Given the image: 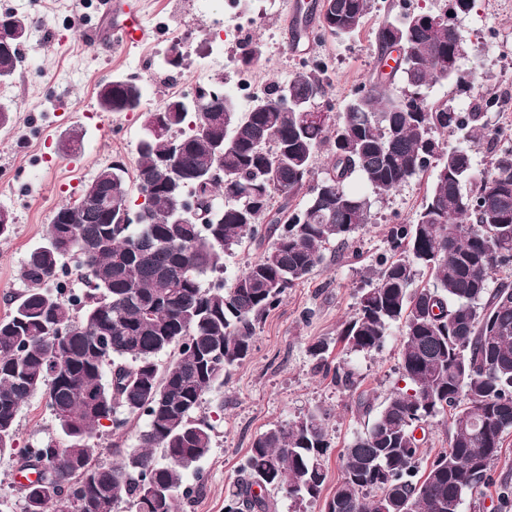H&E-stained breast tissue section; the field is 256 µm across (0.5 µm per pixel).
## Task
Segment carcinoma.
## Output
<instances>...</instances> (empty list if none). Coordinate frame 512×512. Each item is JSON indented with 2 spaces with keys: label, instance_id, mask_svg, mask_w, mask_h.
Listing matches in <instances>:
<instances>
[{
  "label": "carcinoma",
  "instance_id": "obj_1",
  "mask_svg": "<svg viewBox=\"0 0 512 512\" xmlns=\"http://www.w3.org/2000/svg\"><path fill=\"white\" fill-rule=\"evenodd\" d=\"M335 2L320 30L336 39L359 31L374 0ZM474 3L449 0L450 15L438 25L440 14L431 12L382 25L380 56L401 45L408 62L361 87L336 118L280 111L279 82L249 112L208 100L200 110L181 109L172 97L146 113L137 148L140 204H129L128 169L109 165L84 186L107 208L85 210L76 224L61 221L70 204L56 210L21 271L25 290L0 318V456L18 457L22 468L54 453L68 462L56 485L23 490L21 512H72L73 484L86 499L83 512H97L93 505L105 500L114 510L124 502L127 512H175L189 500L187 474L203 483L197 463L212 450L213 427L195 417L205 397L250 357L260 320L323 262L326 245L346 243L369 223L370 195L351 190V180L371 195L388 194L425 174L429 164L420 158L433 149L437 170L415 222L391 228L392 254L340 331L344 344L370 352L400 327L405 386L343 449L341 479L322 512H461L466 493L496 483L492 464L512 429V285L491 282L497 269L512 266V147L476 170L481 108L461 120L425 94L442 79L466 84L460 67L445 75L440 67L458 52L454 19ZM261 56L258 43L245 45L242 67L254 68ZM398 80L419 93L417 103L394 94ZM288 87L307 101L328 87L327 65L313 62ZM145 95L138 81L117 84L99 94V107L135 112ZM448 128L464 132L470 147L441 150L434 133ZM325 146L329 162L309 188ZM169 153L178 158L176 179L159 168ZM218 166L223 180L202 189L197 220L174 222L181 195ZM306 189L298 210L293 201ZM245 242L264 250L231 287H203L202 276ZM419 269L427 277L420 288ZM74 270L83 288L68 291L62 285ZM57 327L66 336L53 357ZM168 350L172 357L159 365ZM310 351L332 380L353 386L329 362L326 343ZM39 392L61 437L19 448L17 417ZM448 411V447L426 465L415 422ZM142 417L136 447L120 449L130 421ZM105 421L118 453L110 463L99 460ZM329 448L316 411L267 429L253 440L224 509L271 512L270 489L296 504L319 499Z\"/></svg>",
  "mask_w": 512,
  "mask_h": 512
}]
</instances>
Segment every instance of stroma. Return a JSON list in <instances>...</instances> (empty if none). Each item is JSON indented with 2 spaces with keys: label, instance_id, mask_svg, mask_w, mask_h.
<instances>
[{
  "label": "stroma",
  "instance_id": "35a3bbf8",
  "mask_svg": "<svg viewBox=\"0 0 512 512\" xmlns=\"http://www.w3.org/2000/svg\"><path fill=\"white\" fill-rule=\"evenodd\" d=\"M292 0H237L232 29L218 27L227 0H0V15L35 17L21 47L24 64L11 81L17 98L32 104L13 123L0 127V210L8 211L12 231L0 242V317L25 283L21 270L63 203L77 199L103 167L120 159L137 166V145L145 112H104L98 106L102 79L134 76L145 85L156 109L164 100L208 78L224 80L232 91L242 71L244 41L262 47L257 82H285L313 59L328 63L327 98L343 112L359 87L377 75V31L387 21L410 13L440 12L448 0H376L362 29L345 39L314 40L323 0H308L307 13L290 16ZM154 28L144 44L122 41L119 28L130 16ZM455 24L465 55L460 68L469 86L439 81L429 89L434 101L458 109L494 99L500 109L485 112L487 135L474 148L477 169H486L495 151L512 145V0H476L474 9ZM181 41L184 60L171 68L163 58L172 41ZM82 148L64 156L58 142L72 133ZM431 175L416 176L387 196L374 198L370 222L345 244L329 245L324 262L290 288L282 302L258 324L251 356L234 367L221 390L207 396L198 415L213 427V448L199 467L206 480L185 512H224V498L238 477L253 439L268 428L310 411L327 415L332 450L325 463L326 489L341 477L340 454L362 433L367 416L359 398L380 410L402 381L399 330L391 328L380 350L354 351L339 332L358 307L367 273L391 254L388 232L413 223ZM317 340L354 381L347 388L325 377L310 352ZM19 445L57 435L44 393L22 408ZM496 486L485 495H467L461 512H498L499 484L512 486V434L492 467Z\"/></svg>",
  "mask_w": 512,
  "mask_h": 512
}]
</instances>
